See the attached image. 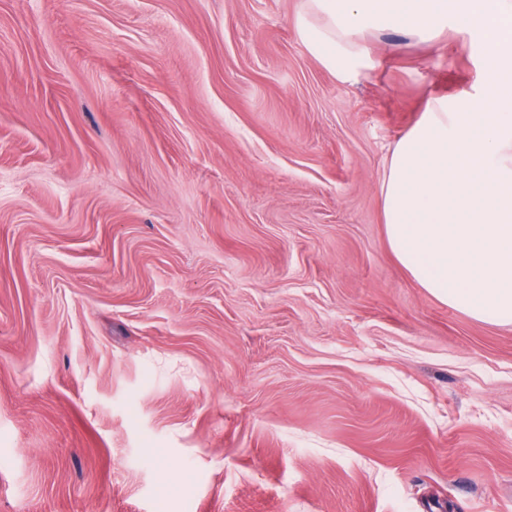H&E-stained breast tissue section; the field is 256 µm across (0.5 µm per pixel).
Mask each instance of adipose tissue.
Here are the masks:
<instances>
[{
    "label": "adipose tissue",
    "instance_id": "obj_1",
    "mask_svg": "<svg viewBox=\"0 0 512 512\" xmlns=\"http://www.w3.org/2000/svg\"><path fill=\"white\" fill-rule=\"evenodd\" d=\"M298 31L349 78L358 34L397 26L427 40L448 22L480 30L479 96L433 97L394 145L382 185L389 247L434 299L512 324V0H307Z\"/></svg>",
    "mask_w": 512,
    "mask_h": 512
}]
</instances>
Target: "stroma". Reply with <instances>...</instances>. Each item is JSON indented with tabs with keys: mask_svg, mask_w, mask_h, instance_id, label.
I'll return each instance as SVG.
<instances>
[{
	"mask_svg": "<svg viewBox=\"0 0 512 512\" xmlns=\"http://www.w3.org/2000/svg\"><path fill=\"white\" fill-rule=\"evenodd\" d=\"M306 0H0V512H512V324L432 298L381 187L477 33Z\"/></svg>",
	"mask_w": 512,
	"mask_h": 512,
	"instance_id": "1",
	"label": "stroma"
}]
</instances>
